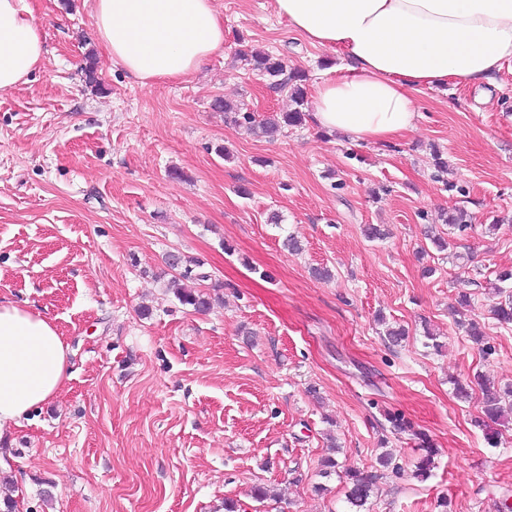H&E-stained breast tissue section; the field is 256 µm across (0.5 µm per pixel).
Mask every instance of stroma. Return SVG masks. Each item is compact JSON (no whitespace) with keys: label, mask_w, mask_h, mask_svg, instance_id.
I'll use <instances>...</instances> for the list:
<instances>
[{"label":"stroma","mask_w":512,"mask_h":512,"mask_svg":"<svg viewBox=\"0 0 512 512\" xmlns=\"http://www.w3.org/2000/svg\"><path fill=\"white\" fill-rule=\"evenodd\" d=\"M29 2L47 53L0 90V296L55 317L73 376L0 437V490L18 512H348L345 472L385 452L396 468L362 512L512 503V414L489 446L473 384H512V324L493 318L487 288L512 267V63L492 86L421 88L416 129L389 145L309 121L271 140L212 109L223 96L259 118L288 110L244 53L287 59L309 88L344 60L294 32L276 0H214L223 54L148 85L103 49L88 0ZM454 208L472 217L465 231L442 221ZM366 224L388 237L367 240ZM429 229L453 249L421 257ZM171 254L223 302L182 305ZM462 290L472 305L457 316ZM461 317L483 324V345ZM390 326L407 340L389 345ZM397 412L409 430L392 427ZM422 433L437 450L425 481L412 476ZM258 485L273 498L256 500Z\"/></svg>","instance_id":"stroma-1"}]
</instances>
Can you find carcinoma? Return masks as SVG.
I'll list each match as a JSON object with an SVG mask.
<instances>
[{
	"instance_id": "carcinoma-1",
	"label": "carcinoma",
	"mask_w": 512,
	"mask_h": 512,
	"mask_svg": "<svg viewBox=\"0 0 512 512\" xmlns=\"http://www.w3.org/2000/svg\"><path fill=\"white\" fill-rule=\"evenodd\" d=\"M252 61L253 70L273 79V85L277 89L288 91L295 107L288 112L275 114L260 121L241 102L219 97L213 101V109L231 116L236 124H246L259 129L260 133L268 139L274 138L285 125H301L305 116L303 106L307 104L304 86L306 76L288 68V65L282 59L267 52L252 54ZM445 222L449 227L463 231L470 226L471 217L466 210L458 208L448 214ZM188 273H190V268L187 267L185 273L172 278L169 290L172 291L181 304L192 307L198 313L206 312L211 308L214 301L220 299V287L213 286L211 292L185 288L181 285V281L188 278ZM510 282L512 283V270H502L497 273L496 279L491 283V287L495 288L496 294L505 295V300L493 307L492 315L499 323L506 325L512 323V291L506 292V284ZM477 384L481 391V398L480 416L475 420V424L485 429L486 441L494 447L498 442V432L492 430L490 424L499 422L512 411V384L502 386L481 376L477 377ZM422 443H424L425 455L417 463L415 476L424 480L430 476L434 449L427 445V440H422ZM378 464L380 469L375 472L354 471L348 473L346 502L350 506L360 509L368 503L377 480L382 478L383 471L390 468L392 457L385 453L378 458Z\"/></svg>"
}]
</instances>
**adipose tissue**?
Masks as SVG:
<instances>
[{
    "instance_id": "ef3b65f1",
    "label": "adipose tissue",
    "mask_w": 512,
    "mask_h": 512,
    "mask_svg": "<svg viewBox=\"0 0 512 512\" xmlns=\"http://www.w3.org/2000/svg\"><path fill=\"white\" fill-rule=\"evenodd\" d=\"M311 45L343 51L346 72L311 93L312 122L387 143L415 128V91L492 83L512 60V0H276ZM100 43L135 79L191 76L224 52L213 0H92ZM46 54L29 0H0V89L25 83ZM53 318L0 299V435L55 399L70 379Z\"/></svg>"
}]
</instances>
